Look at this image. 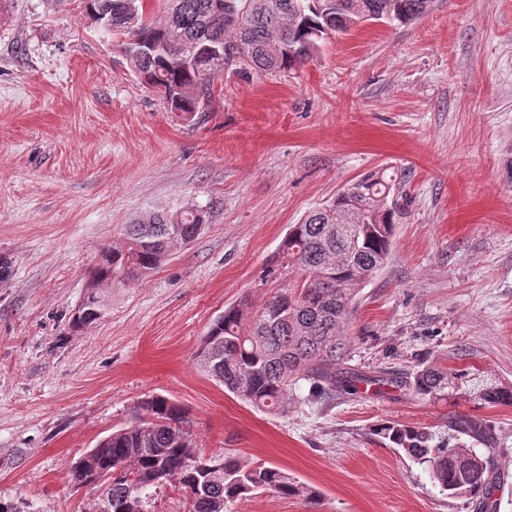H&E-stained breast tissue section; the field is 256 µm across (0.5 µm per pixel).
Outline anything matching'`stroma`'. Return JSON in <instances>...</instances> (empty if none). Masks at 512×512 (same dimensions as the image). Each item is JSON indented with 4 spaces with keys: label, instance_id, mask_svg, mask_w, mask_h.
I'll return each instance as SVG.
<instances>
[{
    "label": "stroma",
    "instance_id": "obj_1",
    "mask_svg": "<svg viewBox=\"0 0 512 512\" xmlns=\"http://www.w3.org/2000/svg\"><path fill=\"white\" fill-rule=\"evenodd\" d=\"M210 111L182 119L131 71L84 0H0V506L92 512L67 469L136 403L188 413L198 451L288 470L318 505L254 493L225 512H478L372 433L383 420L448 433L488 420L509 477L512 406L458 391L386 388L259 412L193 362L227 304L288 284L272 260L343 185L397 171L388 259L345 324V362L412 371L420 359L512 384V0H434L405 25L326 39L280 73L225 72ZM207 208L204 233L72 328L101 252L139 216Z\"/></svg>",
    "mask_w": 512,
    "mask_h": 512
}]
</instances>
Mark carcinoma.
Returning <instances> with one entry per match:
<instances>
[{
  "mask_svg": "<svg viewBox=\"0 0 512 512\" xmlns=\"http://www.w3.org/2000/svg\"><path fill=\"white\" fill-rule=\"evenodd\" d=\"M433 0H164V15L149 16L144 0H87L86 13L104 15L103 30L126 37L123 53L132 72L171 98L185 114L205 111L212 82L228 69L241 74L280 72L311 60L324 39L347 33V18L406 24L430 11ZM171 40L164 56L138 51L139 44ZM398 175L370 172L341 187L326 205L290 225L278 258L295 272L281 293L260 306L245 298L224 308L193 356L196 366L250 407L288 412L297 379L311 382L309 400L324 402L336 391L361 384L391 386L431 401L448 399L464 384L477 389L484 406L512 405V386L468 370L450 373L426 362L411 372L380 369L363 374L346 366L341 336L361 288L384 266L392 245L397 203L391 199ZM206 212L187 206L153 212L124 227V242L103 252L91 280L96 286L133 285L160 267L173 249L201 233ZM101 296L94 292L78 312L88 325L99 320ZM186 411L162 396L133 408L126 427L99 440L72 463V486L96 494L93 512H148L151 490L171 485L185 492L187 512H224L226 504L256 490L299 497L317 504L319 494L282 468L226 452L204 457L186 427ZM449 427L473 448L435 440L424 427L386 421L374 435L425 466L429 478L449 495L497 509L495 491L507 474L495 464V437L486 421L455 414Z\"/></svg>",
  "mask_w": 512,
  "mask_h": 512,
  "instance_id": "carcinoma-1",
  "label": "carcinoma"
}]
</instances>
